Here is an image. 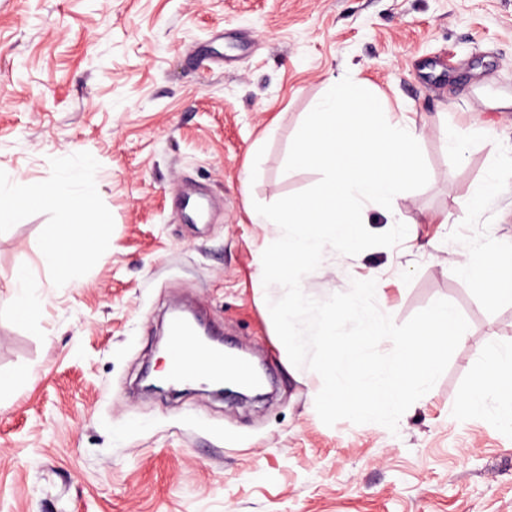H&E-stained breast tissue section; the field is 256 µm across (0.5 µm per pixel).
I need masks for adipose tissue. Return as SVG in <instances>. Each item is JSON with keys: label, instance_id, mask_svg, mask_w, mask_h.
<instances>
[{"label": "adipose tissue", "instance_id": "ef3b65f1", "mask_svg": "<svg viewBox=\"0 0 512 512\" xmlns=\"http://www.w3.org/2000/svg\"><path fill=\"white\" fill-rule=\"evenodd\" d=\"M34 203H50L65 211L68 219L57 225L53 236L44 245L41 262L49 267H59L61 250H76V243H83L78 250L82 261H91L97 252L107 224L105 215L97 205L95 194L86 191L75 193L60 181L29 184L25 193ZM458 272L473 281L487 304H494L501 296L512 295V249L496 253L490 263H482L472 256L457 263ZM12 309L19 320H30L45 302V297L33 293L31 268L28 263L16 264L11 277ZM512 383V350L501 354L499 363L486 369L461 398L463 412L475 415L483 413L490 402L506 398L505 387Z\"/></svg>", "mask_w": 512, "mask_h": 512}]
</instances>
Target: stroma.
<instances>
[{"label":"stroma","mask_w":512,"mask_h":512,"mask_svg":"<svg viewBox=\"0 0 512 512\" xmlns=\"http://www.w3.org/2000/svg\"><path fill=\"white\" fill-rule=\"evenodd\" d=\"M351 76L420 135L430 180L402 193L393 247L325 248L301 281L324 300L376 280L402 324L438 299L468 322L397 432L326 426L321 378L294 367L262 284L274 224L250 219L319 180L284 172L331 79ZM512 0H0V185L64 181L108 218L64 278L39 259L64 214L0 229V512H512V425L463 414L512 348V297L490 305L465 257L512 244ZM28 260L46 304L8 301ZM183 303L257 357L261 402L144 390Z\"/></svg>","instance_id":"1"}]
</instances>
